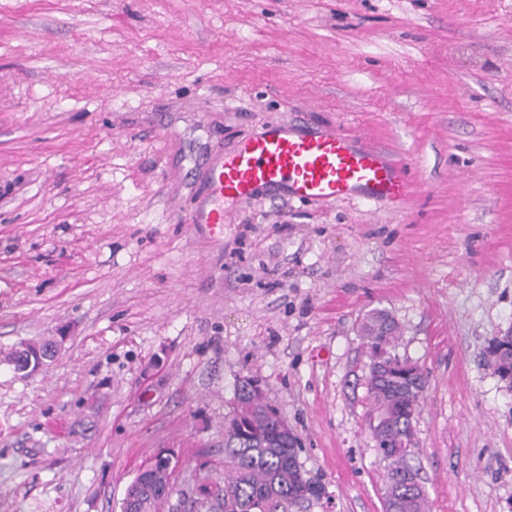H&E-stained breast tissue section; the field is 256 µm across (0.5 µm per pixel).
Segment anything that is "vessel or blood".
<instances>
[{
  "label": "vessel or blood",
  "mask_w": 512,
  "mask_h": 512,
  "mask_svg": "<svg viewBox=\"0 0 512 512\" xmlns=\"http://www.w3.org/2000/svg\"><path fill=\"white\" fill-rule=\"evenodd\" d=\"M211 208L191 216L195 224L229 219L225 202L278 190L315 202L370 200L396 204L411 194L404 164L358 137L326 129L302 134L287 125H267L209 170Z\"/></svg>",
  "instance_id": "vessel-or-blood-1"
}]
</instances>
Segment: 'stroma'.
<instances>
[{"label": "stroma", "instance_id": "obj_1", "mask_svg": "<svg viewBox=\"0 0 512 512\" xmlns=\"http://www.w3.org/2000/svg\"><path fill=\"white\" fill-rule=\"evenodd\" d=\"M410 166L392 206L257 191L187 223L267 124ZM424 370L429 512H512V0H0V512H121L161 448L224 459L260 380L327 493L385 512L369 311ZM53 339V361H3Z\"/></svg>", "mask_w": 512, "mask_h": 512}]
</instances>
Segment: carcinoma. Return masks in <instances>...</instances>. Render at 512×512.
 I'll return each mask as SVG.
<instances>
[{"label":"carcinoma","instance_id":"cac0c4a2","mask_svg":"<svg viewBox=\"0 0 512 512\" xmlns=\"http://www.w3.org/2000/svg\"><path fill=\"white\" fill-rule=\"evenodd\" d=\"M399 326L385 310H375L363 323L370 365L367 392L369 422L377 453L386 467V512H427V498L416 454L413 420L420 408L426 376L420 366L395 353ZM55 356V344H21L5 361L17 372H33ZM501 379L512 377V350L488 358ZM294 434L266 401L259 380L241 379L235 389L233 413L224 425V468L204 461L191 484L212 498L208 512H305L326 496L325 488L306 476L300 450L290 447ZM140 469L122 499V512H162L160 493L185 494L177 486L176 466L153 457Z\"/></svg>","mask_w":512,"mask_h":512}]
</instances>
